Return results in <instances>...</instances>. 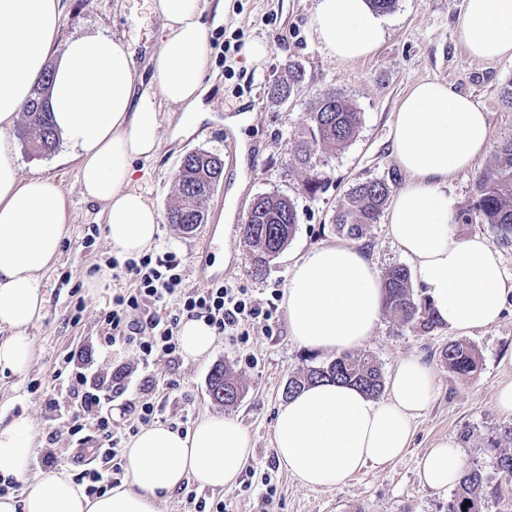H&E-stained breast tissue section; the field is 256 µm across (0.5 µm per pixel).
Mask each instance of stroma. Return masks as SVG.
<instances>
[{
  "label": "stroma",
  "instance_id": "1",
  "mask_svg": "<svg viewBox=\"0 0 512 512\" xmlns=\"http://www.w3.org/2000/svg\"><path fill=\"white\" fill-rule=\"evenodd\" d=\"M315 4L227 0L222 19L205 13L209 92L202 118L193 134L177 137L173 131L183 110L162 106L161 151L156 159L136 164L137 189L164 214L177 201L176 173L185 153L204 150L223 158V177L203 203L205 223L190 233L161 223L152 249L176 253L184 289L219 280L246 289L254 304L273 307L272 330L251 324L246 335L217 336L212 353L199 360L158 353L145 365L136 347H104L111 329L103 314L111 309L113 295L132 292L136 283L107 269L116 252L101 232L102 206L82 196L77 163L65 148L35 155L18 136H11L22 176L53 181L69 201V219L62 254L43 276V317L29 330L33 361L24 372L0 373V417L28 416L40 447L51 449L58 469L67 474L76 472L71 464L75 449L94 448L103 441L94 420L74 423L77 406L68 359L83 348L92 351L88 380L108 378L121 369L128 372L124 390L113 392L103 409L121 442L131 438L132 405L138 401L154 402L157 422L183 432L209 414L240 423L251 440L252 455L234 487L209 493L210 499L225 502L226 512H445L451 490L424 485L417 464L428 448L447 439L456 442L465 461L493 468L495 453L487 439L512 426V414L501 413L493 401L498 385L512 380V291L504 298L499 321L468 335L444 324L422 333L385 316L361 347V354L375 360L386 375L409 357L422 358L431 369L433 401L413 420L412 440L403 456L363 469L333 489L303 486L278 464L272 427L289 377L332 359L329 353L300 347L288 333L283 295L292 258L345 243L333 217L356 184L383 179L395 191L405 184L407 175L392 155L401 98L417 81L447 82L489 112L492 143L512 139V106L501 96L512 82V59L485 61L467 54L457 39L465 0H396L384 15L385 37L377 51L347 64L317 41L311 27ZM62 6L61 39L106 34L135 40L136 77L147 81L145 62L158 44L162 22L152 16L140 27L131 26L128 16L141 11L142 0H62ZM250 40L265 41L271 48L261 65L248 63L240 51ZM292 68L301 72L302 81L288 100L271 98V84L286 79ZM328 93L347 100L359 124L344 149L320 155L322 188L311 195L292 155L314 105ZM274 193L294 204L297 229L287 248L257 274L240 226L257 196ZM354 245L379 272L411 264L392 241L386 220L371 225ZM92 277L101 280V287H88ZM459 339L480 356L478 370L465 377L451 373L441 355L449 342ZM218 364L231 367L243 380L242 397L230 407L215 403L208 392L210 372ZM465 430L470 433L466 440L461 437Z\"/></svg>",
  "mask_w": 512,
  "mask_h": 512
}]
</instances>
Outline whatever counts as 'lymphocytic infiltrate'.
I'll use <instances>...</instances> for the list:
<instances>
[{
	"label": "lymphocytic infiltrate",
	"instance_id": "lymphocytic-infiltrate-1",
	"mask_svg": "<svg viewBox=\"0 0 512 512\" xmlns=\"http://www.w3.org/2000/svg\"><path fill=\"white\" fill-rule=\"evenodd\" d=\"M180 262L175 253H147L125 262L111 261V268H124L133 275L138 286L135 292L119 294L112 300V308L105 314L114 334L107 337L109 345L124 343L136 346L141 352L142 362H149L155 353L176 354L179 350L177 332L182 316L204 319L218 334L238 335L245 324H268L272 314L269 309L253 305L248 301L244 289L234 288L222 283H210L207 287L197 288L188 293H180L182 277L178 272ZM179 296L180 304L175 312L165 316H151L147 326L125 321L124 314L130 309H154L165 306L172 296ZM101 404L99 394L85 392L80 401L79 410L83 416L95 418L99 431L106 438V445L97 448L96 453L112 463V477H104L95 470H83L77 473V482L86 486L88 494L101 492L103 487L118 486V474L122 471L119 460L118 440L114 438L106 419L100 418L98 409Z\"/></svg>",
	"mask_w": 512,
	"mask_h": 512
}]
</instances>
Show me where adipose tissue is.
<instances>
[{
    "instance_id": "ef3b65f1",
    "label": "adipose tissue",
    "mask_w": 512,
    "mask_h": 512,
    "mask_svg": "<svg viewBox=\"0 0 512 512\" xmlns=\"http://www.w3.org/2000/svg\"><path fill=\"white\" fill-rule=\"evenodd\" d=\"M146 2L162 28L148 59L149 87L141 91L132 43L108 35L63 42L60 0H0V371L22 372L33 361L28 331L45 306L43 275L66 238V197L48 180L22 177L6 144L42 75L50 77L48 107L78 163L82 194L103 205L113 248L135 256L159 233L158 210L134 187V163L154 160L161 150V104L184 107L181 135L196 129L192 110L208 91L202 18L209 0ZM312 29L343 63L371 56L385 35L368 0H317ZM457 36L473 58L512 59V0H466ZM490 139L488 112L448 83L419 81L398 107L392 150L408 180L389 207V230L437 316L463 334L497 322L508 291L500 252L483 236H456L449 189L487 152ZM284 305L299 346L341 353L373 335L384 290L377 268L358 249L327 245L294 262ZM432 389L431 371L416 357L392 371L383 402L344 384L305 387L276 412L278 462L302 485L324 488L367 465L390 463L408 447L412 420L429 407ZM35 451L28 417L0 420V476L29 481L22 498L0 495V512H157L158 495L183 482L232 487L252 446L236 420L220 415L184 434L157 424L122 450L129 486L98 497L65 473H30ZM419 468L427 486L444 489L458 482L465 460L453 442L441 441Z\"/></svg>"
}]
</instances>
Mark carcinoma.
Here are the masks:
<instances>
[{
    "label": "carcinoma",
    "mask_w": 512,
    "mask_h": 512,
    "mask_svg": "<svg viewBox=\"0 0 512 512\" xmlns=\"http://www.w3.org/2000/svg\"><path fill=\"white\" fill-rule=\"evenodd\" d=\"M302 75L295 70L290 79L271 87V95L280 99L291 93L293 84ZM50 74H45L33 90V96L24 107V123L18 131L19 139L30 151L37 154L52 152L59 137L52 125L46 105ZM358 113L342 98L326 94L310 112V139L300 141L294 151V161L306 172L305 189L316 193L320 181L314 178L317 156L345 147L356 135ZM222 175V160L206 151L189 156L177 171L179 200L167 212V221L188 230L203 222L201 201L210 195ZM476 200L463 209L458 220L463 224H490L498 232L497 240L512 242V139L499 144L493 161L480 173ZM390 193L387 181L377 179L356 184L347 204L336 211V232L351 239H360L367 229L379 222ZM297 213L293 204L279 195H270L261 203L252 217L245 220L243 238L256 254L255 273L263 271L267 262L277 257L295 233ZM384 312L398 324L417 327L423 332L437 327L439 319L426 299L414 293L410 273L402 267L391 268L383 282ZM448 369L460 376L475 372L480 364L478 352L460 341L448 343L442 350ZM324 380L338 381L361 389L373 397L384 389L381 368L372 359L360 355L344 354L333 361L311 366L301 375L288 379L284 388L289 398L301 388ZM210 395L215 402L235 405L242 397L243 386L237 374L225 365L216 366L211 372ZM512 444V426L504 427L489 439L488 447L496 451V471L512 476V452L502 446ZM501 491L495 477L486 473L475 462L466 464L456 490L448 500L447 512H482L489 497Z\"/></svg>",
    "instance_id": "1"
}]
</instances>
